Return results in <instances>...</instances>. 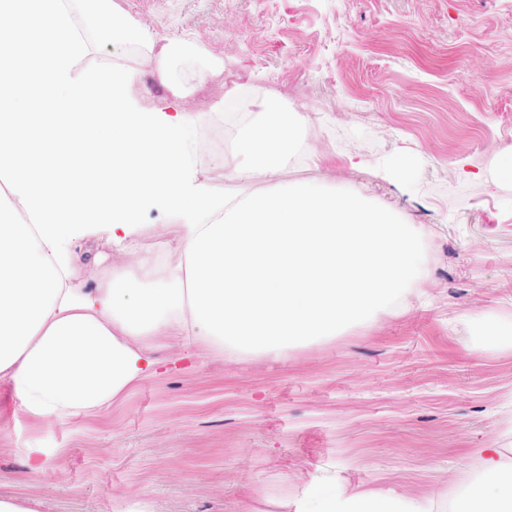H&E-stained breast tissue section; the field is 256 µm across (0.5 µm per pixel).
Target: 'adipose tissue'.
I'll use <instances>...</instances> for the list:
<instances>
[{"instance_id": "adipose-tissue-1", "label": "adipose tissue", "mask_w": 512, "mask_h": 512, "mask_svg": "<svg viewBox=\"0 0 512 512\" xmlns=\"http://www.w3.org/2000/svg\"><path fill=\"white\" fill-rule=\"evenodd\" d=\"M0 382L31 427L94 417L155 376L156 348L284 351L394 308L425 275L423 232L354 187L275 178L298 156L303 118L246 102L226 175L266 189L226 197L197 178V122L170 103L128 100L131 74H76L97 39L152 50L154 33L112 0H0ZM110 111H99L101 102ZM177 234L163 263L72 281L78 239L141 249V218ZM453 512H512V448H475ZM303 512H432L393 489L337 495Z\"/></svg>"}]
</instances>
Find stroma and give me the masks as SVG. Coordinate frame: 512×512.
<instances>
[{
  "instance_id": "stroma-1",
  "label": "stroma",
  "mask_w": 512,
  "mask_h": 512,
  "mask_svg": "<svg viewBox=\"0 0 512 512\" xmlns=\"http://www.w3.org/2000/svg\"><path fill=\"white\" fill-rule=\"evenodd\" d=\"M163 42L190 40L172 82L154 59L107 40L82 70L136 72L128 93L151 108L176 98L210 122L224 74L309 114L318 168L279 180L362 183L377 202L423 225L426 305L355 323L285 353L196 355L161 348L157 376L95 418L0 432V496L43 512H119L122 496L153 512H301L310 489L394 488L451 512L449 487L476 475L472 448H512V344L462 319L512 323V183L495 182L512 147V0H112ZM348 155L408 157L403 188L351 174ZM468 161L477 176L458 175ZM74 282L130 262L103 236L77 244ZM50 448L29 477L31 439Z\"/></svg>"
}]
</instances>
